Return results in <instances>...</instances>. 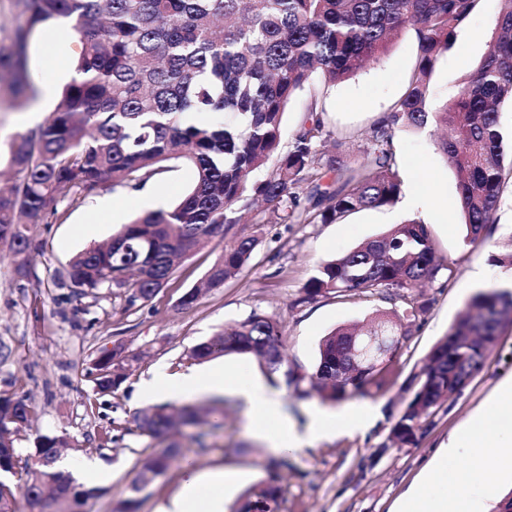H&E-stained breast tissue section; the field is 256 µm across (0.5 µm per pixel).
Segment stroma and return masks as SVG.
I'll list each match as a JSON object with an SVG mask.
<instances>
[{"mask_svg": "<svg viewBox=\"0 0 512 512\" xmlns=\"http://www.w3.org/2000/svg\"><path fill=\"white\" fill-rule=\"evenodd\" d=\"M503 7L502 0H478L474 13L458 29L452 48L430 76L433 104H444L465 86L486 52ZM44 37V32H37L29 45V70L36 84L51 82L60 91L71 81L82 45L79 39H71L47 61L39 51ZM418 60L417 40L408 31L391 42L379 61L367 64L348 80L319 87L326 129L342 143L352 165L363 162L373 123L403 95ZM393 151L402 195L419 196L424 208L409 209L400 200L348 214L334 224L234 225L224 237L179 262L167 285L148 302H129L130 292L125 288H101L80 295L69 278V262L75 254L107 242L122 224L141 214L137 192L125 187L106 188L96 199L61 206L57 215L29 225L30 247L24 257L14 256L0 244V392L36 410L17 433L20 457L33 458L37 439L49 435L66 441L62 459H93L107 467V481L92 474L82 477V485L103 489L86 503L83 512H112L134 475L139 452L173 443L180 453L144 492L140 512H160L180 491L189 469L203 474L232 469L241 474L238 492L224 501L225 512H234L242 491L272 476L287 512H395L405 492L423 481L424 467L436 448L477 413L495 415L491 400L503 379L512 377V323L507 322L481 372L462 391L449 396L431 422L425 423L416 445L387 447L389 430L405 404L407 379L422 366L471 297L479 289L499 284L503 268L490 262L489 256L512 240V151L503 152L502 164L508 174L490 235L485 243L470 245L464 241L457 203V173L433 137L399 131ZM103 199L112 204L111 218L97 216ZM410 219L428 224L438 253L453 261L455 277L425 289L432 307L397 354L391 367L392 385L376 395L350 387L342 397L326 403L319 394L302 397L280 380L270 382L301 425L315 409L330 411L362 401L374 404L377 417L366 431L326 439L281 458L250 430L243 405L228 393L220 429L206 423L197 429L180 425L160 439L134 429L108 447L97 448L99 435L112 419L129 423L136 412L148 407V399L139 396L138 390L157 367L179 374L233 364L261 376L258 362L248 354L203 362L186 357L192 346L250 313L278 320L289 368L312 373L319 343L330 330L391 311L392 305L377 294L343 301L324 295L308 301L304 298L306 283L320 263ZM243 234L261 237L248 267L193 307L180 308L182 295L203 277L215 256ZM21 259L27 262L28 275L16 272ZM478 270L485 274L480 282L474 277ZM117 343L130 350H149L150 356L116 395L107 397L104 408L90 410L95 395L86 373L101 350Z\"/></svg>", "mask_w": 512, "mask_h": 512, "instance_id": "1", "label": "stroma"}]
</instances>
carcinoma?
<instances>
[{"label":"carcinoma","instance_id":"1","mask_svg":"<svg viewBox=\"0 0 512 512\" xmlns=\"http://www.w3.org/2000/svg\"><path fill=\"white\" fill-rule=\"evenodd\" d=\"M18 2L23 22L11 45L0 47V102L22 107L34 98L27 49L39 27L70 20L82 49L75 77L52 116L12 142L13 176L0 188V244L26 253L24 225L56 215L66 199L81 203L116 185L138 189L183 165L195 172L172 206L135 218L108 244L72 258L69 278L83 292L128 288L129 301H149L168 283L175 259L224 236L242 212L256 207L258 224L265 214L281 224H328L395 202L401 181L393 138L402 128L421 134L447 129L437 148L460 173L465 242L483 241L494 223L504 183L498 106L512 101V0H505L497 32L469 83L440 108L430 102V75L477 0ZM408 30L418 42V66L404 94L371 128L364 164L351 167L337 141L333 153L324 150L330 133L315 91L288 148L282 147L289 105L315 77L349 79ZM258 171L263 178H255ZM259 245V236L242 235L223 248L201 282L180 298V307L224 287L249 265ZM454 276L429 226L409 220L321 263L305 285L307 300L378 292L407 305L400 314L382 312L330 331L319 343L311 374L288 368L279 323L256 312L194 345L187 358L250 354L286 387L297 389L307 379L327 400L349 386L379 393L392 384L389 367L403 341L433 304L410 290ZM468 308L477 313L452 324L404 386L410 397L391 427L389 445H415L425 419L480 372L504 319L512 317V290L479 292ZM125 351L118 344L95 359L87 377L96 394L113 395L127 380ZM34 413L24 401L0 395L1 472L17 466L16 427ZM133 420L141 433L158 437L167 433L172 415L168 406H152ZM64 445L58 437L38 439L22 493L29 512H73L100 494L57 469L52 448ZM176 453H140L135 476L113 512H138L140 495ZM16 503L15 489L0 479V512H15ZM255 509L285 512L280 488L270 482L247 491L241 512Z\"/></svg>","mask_w":512,"mask_h":512}]
</instances>
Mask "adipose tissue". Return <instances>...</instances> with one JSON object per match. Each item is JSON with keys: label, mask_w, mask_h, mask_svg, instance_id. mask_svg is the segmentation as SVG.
Returning <instances> with one entry per match:
<instances>
[{"label": "adipose tissue", "mask_w": 512, "mask_h": 512, "mask_svg": "<svg viewBox=\"0 0 512 512\" xmlns=\"http://www.w3.org/2000/svg\"><path fill=\"white\" fill-rule=\"evenodd\" d=\"M224 390L243 402L250 426L281 454L296 452L315 440L359 431L374 416L371 404L363 403L335 413L314 412L305 427H298L278 391L235 368L176 375L160 367L141 384L143 396L152 400L188 399ZM494 403L499 417L481 418L451 435L438 448L424 481L407 491L397 512H486L488 468L512 473V378L502 383ZM223 487V473L204 476L187 471L181 490L161 512H224Z\"/></svg>", "instance_id": "ef3b65f1"}]
</instances>
